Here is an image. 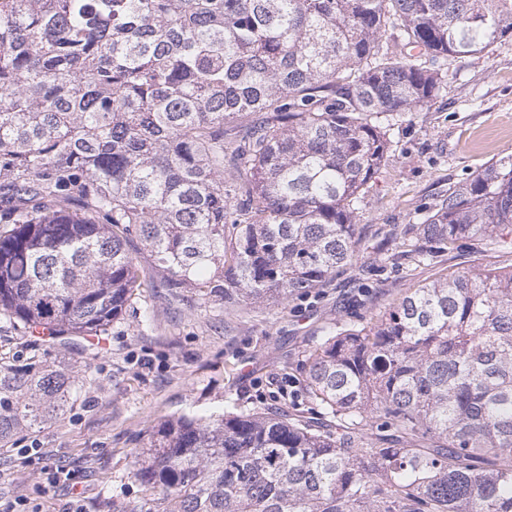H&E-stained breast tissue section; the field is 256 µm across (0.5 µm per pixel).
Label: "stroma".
<instances>
[{
    "label": "stroma",
    "mask_w": 512,
    "mask_h": 512,
    "mask_svg": "<svg viewBox=\"0 0 512 512\" xmlns=\"http://www.w3.org/2000/svg\"><path fill=\"white\" fill-rule=\"evenodd\" d=\"M447 68L448 83L430 107L392 118L389 158L359 211L363 249L322 287L279 303L173 293L160 287L164 273L151 253L133 241L143 286L102 342L45 340L0 316L1 360L45 353L92 381L43 429L0 449V504L18 512H147L148 495L129 468L153 422L237 405L306 414L301 365L327 337L375 324L409 289L462 270L512 268V244L481 239H461L427 264L398 252L425 210L512 154V36ZM52 462L66 476L46 474Z\"/></svg>",
    "instance_id": "35a3bbf8"
}]
</instances>
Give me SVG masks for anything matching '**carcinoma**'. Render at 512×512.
Masks as SVG:
<instances>
[{
  "label": "carcinoma",
  "instance_id": "obj_1",
  "mask_svg": "<svg viewBox=\"0 0 512 512\" xmlns=\"http://www.w3.org/2000/svg\"><path fill=\"white\" fill-rule=\"evenodd\" d=\"M509 34L512 0H0V315L106 331L140 287L134 240L171 290L320 287L361 251L390 143L378 119L428 106L441 62ZM417 235L418 263L512 236V155ZM303 369L306 419L151 425L130 469L149 512H512V268L413 288ZM87 384L43 356L0 360V449Z\"/></svg>",
  "mask_w": 512,
  "mask_h": 512
}]
</instances>
